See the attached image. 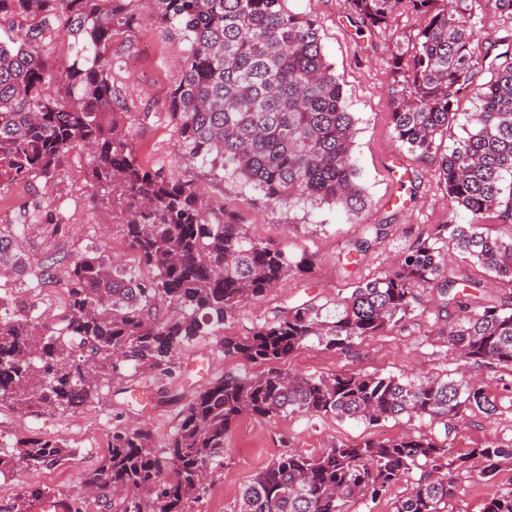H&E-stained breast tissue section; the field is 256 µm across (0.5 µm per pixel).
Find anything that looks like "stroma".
I'll list each match as a JSON object with an SVG mask.
<instances>
[{
	"mask_svg": "<svg viewBox=\"0 0 512 512\" xmlns=\"http://www.w3.org/2000/svg\"><path fill=\"white\" fill-rule=\"evenodd\" d=\"M292 11L310 15L320 30L323 52L343 81L345 104L355 119L353 159L359 181L370 199L359 215L328 204L288 208L266 204L238 180L209 173L206 167L177 155L176 135L168 116L167 92L182 71L185 43L165 30L151 11H141L133 31L112 39V84L126 98L137 117L131 127L139 163L161 172L171 181H193L197 192L244 224L257 240L308 254L311 274L290 275L263 300L241 308L229 331L245 335L273 318L287 305L310 302L331 305L351 293L360 282L391 271L396 257L413 242L433 233L448 213V195L432 165L410 153H398L391 135L390 117L397 89L388 61L397 45L410 40L421 25L419 16L401 15L386 31H359L351 22L344 0H288ZM88 162L74 150L50 182H18L0 194V231L13 229L16 214L41 199L50 224H31L19 244L29 259L56 253L82 252L99 247L122 256L143 278L152 271L139 263L130 248L125 226L111 201L91 202ZM380 224L382 236L358 263L348 264V251L364 237L367 225ZM446 273H466L481 279L483 302L493 303L512 286L466 261L454 249L443 252ZM442 320L435 306L415 308L398 326L360 341L350 354H339L318 343H308L288 358L283 370L330 375L346 371L376 372L404 378L450 375L471 371L495 406L492 420L464 413L453 440L456 452L491 443L512 446V372L505 369H467L464 362L446 356L440 336ZM256 365L225 357L215 341L202 336L179 355L173 376L145 373L102 382L93 401L77 411L49 419H34L0 408V435L33 439L53 438L67 443L75 455L54 468L21 471L0 479V512H15L22 491L42 488L56 496L77 500L82 512H105L101 501L85 490L81 474L94 468L108 450L113 427L149 428L157 443L173 432L179 412L190 395L228 371L256 372ZM428 431L427 422L387 419L374 426L332 416H246L235 422L224 443V475L186 512H232L241 488L252 476L288 449L319 454L331 441L356 444L368 438L395 437L403 431ZM512 483V464L502 465L494 482L469 474L457 483L463 512H482L499 486Z\"/></svg>",
	"mask_w": 512,
	"mask_h": 512,
	"instance_id": "35a3bbf8",
	"label": "stroma"
}]
</instances>
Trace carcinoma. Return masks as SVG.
I'll return each instance as SVG.
<instances>
[{"label":"carcinoma","instance_id":"obj_1","mask_svg":"<svg viewBox=\"0 0 512 512\" xmlns=\"http://www.w3.org/2000/svg\"><path fill=\"white\" fill-rule=\"evenodd\" d=\"M138 0H0V192L16 182L49 181L66 154L89 153L90 199H112L129 246L153 276L141 278L105 250L73 258L49 255L31 270L40 284L62 283L64 315L36 313L26 290L0 292V407L32 418L74 411L100 381L151 371L174 373L196 336H215L226 357L267 366L255 375L227 372L194 392L164 448L145 427L112 430L109 450L84 476L87 489L125 493L119 512H185L224 475V440L244 415H332L367 425L408 416L437 431L334 441L318 455L281 453L242 489L236 512H350L357 500L386 493L420 471L393 512H463L455 503L462 474L496 478L512 447L453 450L461 414H495L483 388L458 377L403 379L349 372L305 376L276 368L315 338L349 352L402 321L428 290L445 314L447 352L467 364L512 371V231H487L494 214L512 228V27L479 35L480 0H344L369 32L411 12L423 25L397 48L390 68L402 89L390 124L399 151L435 167L448 194V218L399 256L395 269L354 288L334 313L305 302L243 336L225 333L247 302L262 300L285 276L311 269L251 238L224 209L188 182L141 166L128 111L112 85V35L132 31ZM160 21L187 43L182 75L169 91V116L182 155L242 181L272 206L327 203L357 215L368 197L353 163L354 118L343 85L326 61L316 22L288 0H148ZM54 31L70 42L59 71L42 52ZM476 99L465 135L444 145L455 106ZM463 212L469 223L459 224ZM14 236H0V277L25 259ZM452 247L511 285L494 304H477L479 279L444 275ZM174 308L178 316L161 314ZM54 439L0 441V476L69 461ZM483 512H512V486Z\"/></svg>","mask_w":512,"mask_h":512}]
</instances>
